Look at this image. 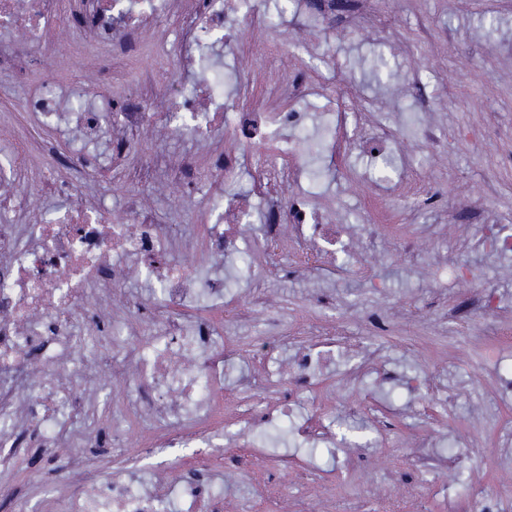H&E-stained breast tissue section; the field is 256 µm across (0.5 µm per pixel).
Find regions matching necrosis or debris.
I'll use <instances>...</instances> for the list:
<instances>
[{
	"instance_id": "1",
	"label": "necrosis or debris",
	"mask_w": 512,
	"mask_h": 512,
	"mask_svg": "<svg viewBox=\"0 0 512 512\" xmlns=\"http://www.w3.org/2000/svg\"><path fill=\"white\" fill-rule=\"evenodd\" d=\"M174 7V0H74L79 20L70 24L61 0H0V69L30 85L25 111L60 134L79 136L73 172L64 180L34 155L0 158V211L10 216L0 225V472L10 465L15 430L34 431L41 447L68 449L73 478L50 499L47 512H224L218 477L225 448L238 445L224 436L228 402L240 429L280 430L333 447L335 414L313 422L308 411L334 401L327 370L361 339L327 327L316 315L288 325L267 304L260 283L267 273L300 272V259L310 256L319 269L349 274L341 260L344 227L328 223L312 199L352 148L371 156L365 178L392 186L397 196L412 195L418 205L433 195L432 188H417V170L396 151L389 124L353 105V91L337 88L333 67L310 83L300 78L306 59L295 58L279 66L267 104L248 101L249 83L223 49L244 27H275L255 0H195L180 17L176 50L160 40L145 43V32ZM66 25L70 37L61 45L53 34ZM62 47L94 63L104 87L125 56L147 50L165 67L143 81L136 100L67 92L50 80L32 85L31 50L48 59ZM161 84L176 86L177 94L163 111H144L142 99ZM312 95L323 110L317 123L305 107ZM108 112L120 116L117 132L104 152L88 155ZM153 127L196 141L228 139L234 147L216 151L202 166L192 158L173 166L160 153L127 166L141 134ZM307 144L317 145L316 161L303 157ZM91 163L102 171L123 169L133 187L124 221L113 222L109 208L92 200L86 179ZM24 165L38 171V197L17 190ZM208 178L214 187L203 220L178 211L164 221L143 204V187ZM288 184L296 191L286 200ZM247 224L261 229L249 243L242 236ZM268 249L273 264L262 273L252 269L247 252ZM177 252L183 261H174ZM218 262L246 284V297L225 296ZM132 273L145 288L139 302L121 295ZM116 306L125 311L121 321L98 332L81 326L90 310ZM258 316L278 327L276 347L293 352L290 375L270 378L267 352L234 339V323ZM129 335L147 337L148 344L135 350L128 366H115L112 349L118 337ZM246 357L257 368L226 398L224 375ZM116 380L124 394L108 397L103 409L112 454L91 470L72 449L91 447L92 436L73 437L69 426L83 417L89 388L109 393ZM132 431L138 435L133 448L126 444ZM186 448L192 456H183ZM166 452L173 468L192 470V477L127 478L143 460Z\"/></svg>"
}]
</instances>
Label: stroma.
<instances>
[{
	"mask_svg": "<svg viewBox=\"0 0 512 512\" xmlns=\"http://www.w3.org/2000/svg\"><path fill=\"white\" fill-rule=\"evenodd\" d=\"M380 23L354 30L337 20L333 44H323L317 25L291 20L279 29L245 30L234 45L238 66L253 77L255 95L274 81V70L262 50L274 44L282 62L295 56L314 63L335 60L336 76L355 86L361 102L396 130L397 146L419 164L421 183L434 187V199L418 219H410L402 199L376 190L361 179L366 158L351 154L342 162L326 194L316 199L347 228L350 248L344 260H364L357 275L324 276L320 270L272 274L263 281L270 303L296 318L313 309L318 298L330 306L322 313L330 325L363 338L350 355L337 358L336 379L368 353L399 377L395 415L402 438L391 448L376 446L369 430L356 428L335 447L311 455L309 448L286 438L266 443L272 455L255 472L234 463L248 449H227L224 469V512L254 492V479L285 491L289 500L304 501L309 512H326L305 477L315 464L343 472L337 493L361 501L366 512H384L394 501L399 512H466L464 498L449 499V485L458 481L512 485V447H494L491 435L499 419L512 415V402L497 393L493 373L502 357L512 358V255L472 249V209L487 211L501 230L512 229V0H388ZM56 81L77 84L89 95L102 93L92 66L74 56L51 60ZM26 87L12 85L0 72V114L10 127L0 131V154L7 153L14 132H22L31 151L55 140L60 156H68L69 140L39 125L23 111ZM211 147L176 136L144 132L135 152H155L174 162L187 154L205 160ZM206 181L184 188L162 183L145 203L165 216L180 208H202L210 193ZM379 218L386 229L378 256L364 255L363 225ZM416 240L420 255L405 254L402 243ZM453 259L466 278L444 280L437 269ZM496 290L500 308L479 315L464 330L454 328L448 312L465 306L484 288ZM381 315L393 342L373 334L370 314ZM444 379L454 394L447 418L439 426L443 445L459 450V467L449 466L435 448L419 447L431 429L426 409L441 405L428 383ZM287 456L280 464L278 456ZM56 459L37 448H19L5 486L0 487V512H11L14 497L25 496L30 512H41L42 501L59 478Z\"/></svg>",
	"mask_w": 512,
	"mask_h": 512,
	"instance_id": "35a3bbf8",
	"label": "stroma"
}]
</instances>
